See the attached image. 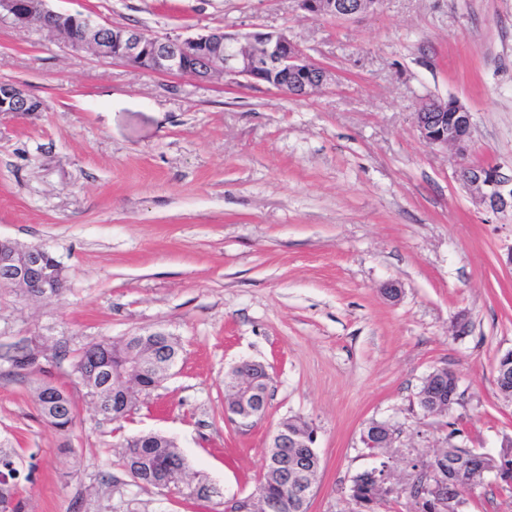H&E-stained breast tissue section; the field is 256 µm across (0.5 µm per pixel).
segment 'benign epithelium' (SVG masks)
Returning <instances> with one entry per match:
<instances>
[{"mask_svg": "<svg viewBox=\"0 0 512 512\" xmlns=\"http://www.w3.org/2000/svg\"><path fill=\"white\" fill-rule=\"evenodd\" d=\"M300 10L334 20H351L377 10L379 0H296ZM12 18L22 27L36 26L60 36L73 51H90L103 59L127 62L138 69L157 73L190 76L198 81L243 78L250 84H266L293 98H307L330 81L329 71L282 31L253 27L243 34H227L220 29L206 30L192 36H151L142 29L104 24L91 16L55 9L50 0H0V15ZM40 99L17 83H0L1 112H39ZM413 123L420 137L429 145L450 149L457 157L456 176L472 198L495 216L512 215V163L478 166L468 161L471 148L473 113L461 101L423 99ZM40 247L0 251V284L10 286L26 297L43 296L51 287ZM245 362L228 371L239 381L235 404L224 409L229 421L248 426L262 418L268 400L256 387L246 382ZM498 393L512 399V372L495 369ZM364 440L372 446L393 443L394 429L382 421H372L364 428ZM292 446L302 452L280 465L283 484L307 505L319 468L311 461L319 458L315 436L302 439L284 426H277L271 436L268 458L277 459L281 450ZM442 451L430 457L409 459L412 482L409 493L434 512H463L467 491L448 481V472L438 465ZM483 474L496 480L512 478V440H503L493 453L480 455ZM364 476L389 497L396 489L389 486L390 466L380 462L364 471ZM272 502L261 496H233L224 500V512H274Z\"/></svg>", "mask_w": 512, "mask_h": 512, "instance_id": "obj_1", "label": "benign epithelium"}]
</instances>
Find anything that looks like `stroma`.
I'll return each instance as SVG.
<instances>
[{"instance_id":"stroma-1","label":"stroma","mask_w":512,"mask_h":512,"mask_svg":"<svg viewBox=\"0 0 512 512\" xmlns=\"http://www.w3.org/2000/svg\"><path fill=\"white\" fill-rule=\"evenodd\" d=\"M52 4L154 35L281 30L332 80L294 99L146 73L0 17V83L44 103L0 113V237L48 250L67 278L51 298L0 288V441L21 456L24 512H224L255 492L272 432L294 416L314 427L321 460L309 512H352L371 421L396 428L399 485L407 453L447 447L449 424L480 452L512 436L495 385L512 350V218L476 204L453 152L412 121L423 98H457L474 116L470 162L512 161V0H382L348 21L295 0ZM151 330L178 337L177 366L126 421L104 420L77 355ZM26 344L39 363L19 371L6 355ZM244 360L271 377L267 413L248 427L224 417V375ZM442 368L459 401L423 414L418 387ZM44 378L75 402L67 433L39 414ZM149 431L220 496L192 507L134 482L121 445Z\"/></svg>"}]
</instances>
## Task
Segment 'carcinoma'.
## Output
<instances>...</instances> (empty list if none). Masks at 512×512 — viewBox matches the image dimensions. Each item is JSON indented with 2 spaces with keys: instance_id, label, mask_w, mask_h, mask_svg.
<instances>
[{
  "instance_id": "obj_1",
  "label": "carcinoma",
  "mask_w": 512,
  "mask_h": 512,
  "mask_svg": "<svg viewBox=\"0 0 512 512\" xmlns=\"http://www.w3.org/2000/svg\"><path fill=\"white\" fill-rule=\"evenodd\" d=\"M108 345L109 359L120 367L135 359H142L144 368L134 376L132 395L112 403V392L105 393L107 405L102 415L109 421H121L129 415L134 406L135 394L147 392L160 386L165 377L159 374L155 365L161 361L176 362L180 358L181 346L176 337L167 335L157 340L150 337H135L126 341L114 342L103 339L86 348L78 357L74 371L77 379L86 388L87 393L98 392L99 374L95 373L96 358L102 345ZM18 369H28L36 364L34 348L26 345L14 351L9 357ZM455 376L445 373L440 376L427 377L421 390L426 397L420 400L422 409L432 408L437 401H446L454 389ZM36 402L41 417L56 431L68 432L74 424V404L69 394L44 382L36 388ZM480 452L462 443H448L446 458L457 465V475L472 476L481 466ZM120 466L137 483L164 488L162 479L169 483L176 482L180 472L186 471L184 458L177 447L168 440L144 433L136 439L126 442L120 458ZM20 474L17 468V453L13 448L0 446V512H23V501L19 497ZM261 496L271 498L281 505L280 512H301L302 504L298 499L286 497L279 480L272 475H264L257 488ZM358 491L361 497L370 503L367 512H377L382 498L377 494L373 484L363 480Z\"/></svg>"
}]
</instances>
